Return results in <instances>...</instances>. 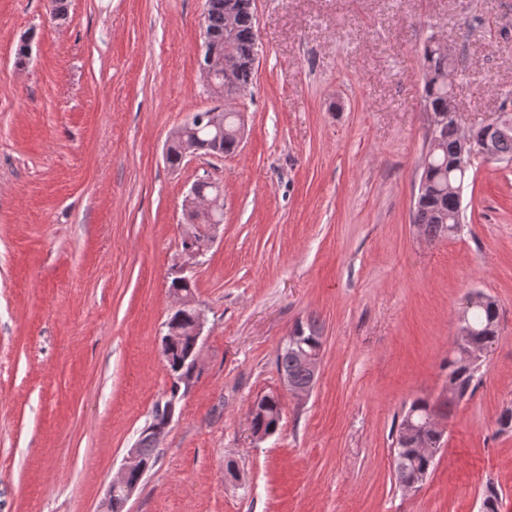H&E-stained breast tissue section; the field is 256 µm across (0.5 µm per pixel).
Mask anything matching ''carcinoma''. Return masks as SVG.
Instances as JSON below:
<instances>
[{
	"label": "carcinoma",
	"mask_w": 512,
	"mask_h": 512,
	"mask_svg": "<svg viewBox=\"0 0 512 512\" xmlns=\"http://www.w3.org/2000/svg\"><path fill=\"white\" fill-rule=\"evenodd\" d=\"M234 12V51L236 63L232 66L229 85L226 93L229 96L245 91L253 82L256 60V32L252 13V0H205L202 15V26L210 35L212 45H224V29L227 12ZM456 66V60L448 59L438 45H427L421 56V68L430 75V81L424 83V107L432 113L438 122L437 143L432 156L422 158L421 176L432 182L429 191L419 196L416 202L413 223L420 226L430 238L453 237L461 228V202L443 193L441 185L448 178L465 181L466 174L460 172L455 164L460 160V138L452 122L448 121V69ZM195 150H205L215 154L230 155L238 150V142L234 136H225L215 141L214 132L203 124L195 127L192 136ZM465 313L474 331L473 344L491 347L498 335L499 307L495 299L482 292H474L466 296ZM293 335L297 341L304 342L313 348L322 345L321 328L314 322L295 327ZM163 361L172 377V385L164 399L155 405L150 422L139 435L138 448L140 455L154 466L157 438L155 429L161 422V408L167 406L177 391L187 392L199 378L200 372L195 370L194 359L198 350L191 349L188 341L162 345ZM278 370L298 384L309 382L311 373L302 366L296 357L287 349H282L277 358ZM448 370L446 387L448 398L442 402H433L427 398L415 399L403 414L397 429L400 448L395 469L397 482L424 472L427 461L416 457L414 443L405 434V423L408 417L418 422L430 411L439 416L448 414L452 407L472 395L475 385L474 378L479 371L477 366L459 365L449 359L444 363ZM257 413L253 427L265 434L275 433L281 421L282 404L280 396L267 393L255 401Z\"/></svg>",
	"instance_id": "obj_1"
}]
</instances>
